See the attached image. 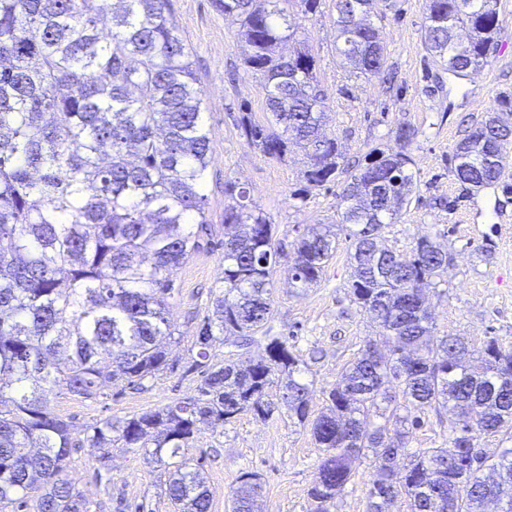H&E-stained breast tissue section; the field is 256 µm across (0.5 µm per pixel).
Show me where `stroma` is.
<instances>
[{
	"label": "stroma",
	"instance_id": "stroma-1",
	"mask_svg": "<svg viewBox=\"0 0 512 512\" xmlns=\"http://www.w3.org/2000/svg\"><path fill=\"white\" fill-rule=\"evenodd\" d=\"M373 17L384 42L390 80H365L346 71L336 55V18L332 0L316 15L291 8L289 19L302 31L318 62L317 77L326 93V130L346 163L361 167L372 148L394 146L398 128L416 129L406 152L417 189L396 223L385 225L382 244L410 255L424 235L447 247L452 260L439 288L428 292L437 335L466 337L472 347L489 340L512 351V175L494 185L469 189L453 173L452 150L502 99L512 100V0H500L496 47L487 66L458 77L441 67L423 46L427 25L425 0H387ZM174 22L185 37L204 92L211 137L206 188L210 223L224 222V182L246 187L257 206L278 227L283 250L272 273L271 333L286 337L304 362L299 375L311 390V412L319 414L323 393L340 380L377 328L350 288L351 241L336 236V254L317 285L302 290L288 281L293 243L312 224H332L343 181L294 199L302 182L301 156L279 161L264 155L241 136L235 118L248 105L266 121L264 81L242 62L235 22L218 12L212 0H173ZM223 264L221 251L197 253L174 273L179 288L170 301L175 328L169 347L179 370L161 373L144 387L118 383L95 399L58 393L52 410L67 421L76 437L106 418L125 419L195 396L201 376L185 371L194 354L196 326L211 308ZM421 422L408 438V450L444 448L447 425L435 411L414 409ZM192 455L207 454L204 477L210 512H229L230 494L241 473H258L263 512H313L308 495L321 458L310 428L289 424L286 416L261 420L244 413L224 425H200ZM108 467L98 451L75 449L67 477L83 494L88 512H180L165 493L167 472L142 453L113 445Z\"/></svg>",
	"mask_w": 512,
	"mask_h": 512
}]
</instances>
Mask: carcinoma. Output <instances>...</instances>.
Listing matches in <instances>:
<instances>
[{"label": "carcinoma", "mask_w": 512, "mask_h": 512, "mask_svg": "<svg viewBox=\"0 0 512 512\" xmlns=\"http://www.w3.org/2000/svg\"><path fill=\"white\" fill-rule=\"evenodd\" d=\"M292 0H214L239 24L246 67L265 78L275 126L242 105L246 141L281 161L298 147L308 159L294 198L347 176L336 224H314L294 243L288 278L316 285L336 251V230L351 240L354 298L375 319L371 340L325 391L311 417L299 356L268 335L271 272L281 256L276 225L247 190L224 181V238L207 219L205 185L211 140L203 91L172 0H0V512H87L66 478L80 441L55 415L50 396L65 390L94 398L108 383L129 385L168 369L173 331L169 299L174 268L191 255L224 249L220 291L196 329L202 383L197 397L84 430L92 449L116 442L169 471L167 495L183 512H209L201 472L190 454L200 423L261 419L285 407L288 422L311 427L323 451L310 496L314 512L355 477L370 473L367 512H512V448L476 459L482 437L512 430V351L494 340L480 349L461 336L434 334L426 291L437 289L451 261L429 236L411 256L379 245L416 192L400 128L397 148L372 149L363 168L341 162L324 128L326 94L317 61L288 20ZM379 0H333L336 54L367 78L385 72V48L368 21ZM499 0H426L424 48L465 76L489 63L499 28ZM295 50L279 51L285 43ZM458 181L479 190L509 168L512 111H491L465 138ZM263 334L266 358L211 361L222 340L246 354ZM279 386V401L271 399ZM454 415L446 448L406 451L412 407ZM372 413L385 419L367 426ZM396 427L387 439L388 425ZM410 455L405 465L400 457ZM260 476L244 472L231 512H262Z\"/></svg>", "instance_id": "1"}]
</instances>
